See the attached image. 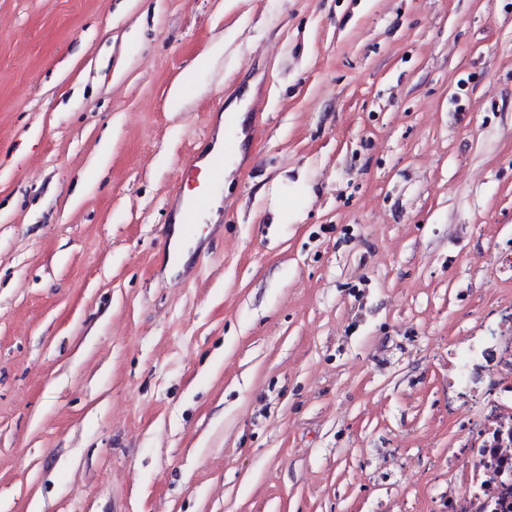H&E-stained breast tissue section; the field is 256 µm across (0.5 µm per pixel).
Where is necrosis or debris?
<instances>
[{"label": "necrosis or debris", "mask_w": 512, "mask_h": 512, "mask_svg": "<svg viewBox=\"0 0 512 512\" xmlns=\"http://www.w3.org/2000/svg\"><path fill=\"white\" fill-rule=\"evenodd\" d=\"M448 387L465 385L464 440L448 459L447 512H512V316L459 338Z\"/></svg>", "instance_id": "4bbe7bcc"}]
</instances>
